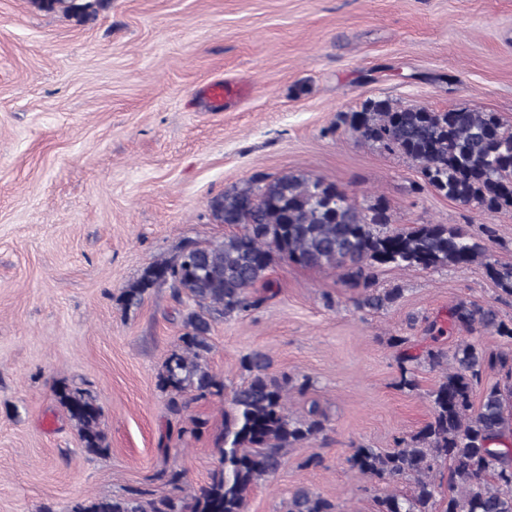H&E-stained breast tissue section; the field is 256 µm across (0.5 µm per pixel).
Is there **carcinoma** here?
I'll return each mask as SVG.
<instances>
[{
	"label": "carcinoma",
	"mask_w": 512,
	"mask_h": 512,
	"mask_svg": "<svg viewBox=\"0 0 512 512\" xmlns=\"http://www.w3.org/2000/svg\"><path fill=\"white\" fill-rule=\"evenodd\" d=\"M39 10L58 9L81 19L107 7L109 0H31ZM339 121L357 138L397 152L416 163L425 185L442 196L481 213L512 212V128L493 112L461 107L435 111L369 98L360 109L340 114ZM260 196L259 204L251 205ZM214 220L240 225L242 231L185 246L171 259L147 268L124 292L138 304L152 288L165 284L179 303L193 307L183 315L184 333L159 374V385L171 394L179 413L194 398L224 395V382L210 370L212 323L254 309L263 298L253 292L275 259L304 267L331 266L362 292L360 309L380 311L394 304L402 289L374 287L376 269L466 268L482 262L500 294L512 298V264L490 259L484 241L449 224L392 227L383 200L363 209L346 187L303 172L270 178L258 174L251 184L225 192L210 203ZM490 329L512 341V323L490 306L457 303L448 315V330ZM399 358V387L413 390L415 379ZM426 362L441 368L431 391V417L394 450H356L353 467L386 486L375 498L376 512H512V348L485 350L462 341L450 351L432 347ZM249 379L232 389V411L224 412V430L214 453L218 464L207 483L182 496L151 498L131 488L123 496H96L77 502L71 512H245L250 492L275 475L288 449L317 439L326 419L317 403L307 417L295 420L288 409L286 382L269 373L270 358L254 351L241 362ZM498 368L507 383L479 390L484 372ZM61 404L75 421L87 452L109 451L101 428L100 409L80 389L61 386ZM448 463V495L440 496L437 468ZM410 492L398 491L400 484ZM287 512H336L329 499L308 488L295 489Z\"/></svg>",
	"instance_id": "obj_1"
}]
</instances>
